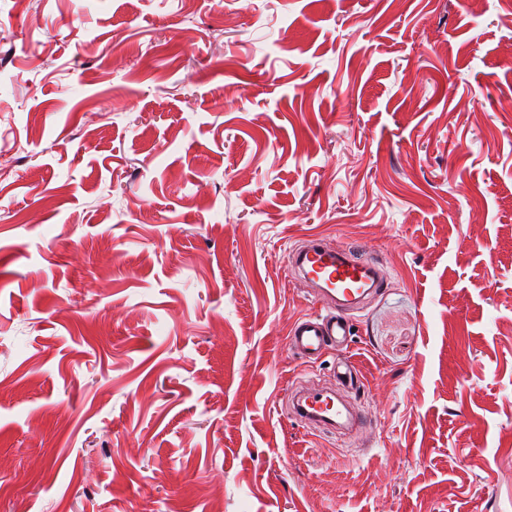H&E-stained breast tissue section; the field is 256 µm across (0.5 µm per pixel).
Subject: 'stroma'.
Wrapping results in <instances>:
<instances>
[{"instance_id":"stroma-1","label":"stroma","mask_w":512,"mask_h":512,"mask_svg":"<svg viewBox=\"0 0 512 512\" xmlns=\"http://www.w3.org/2000/svg\"><path fill=\"white\" fill-rule=\"evenodd\" d=\"M506 91L512 0H0V512H512ZM312 233L385 281L307 363ZM289 413L308 429L331 436L343 428L359 431L364 423L359 407H351L335 388L328 387L301 395L292 402Z\"/></svg>"}]
</instances>
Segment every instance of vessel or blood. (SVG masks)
Masks as SVG:
<instances>
[{"mask_svg":"<svg viewBox=\"0 0 512 512\" xmlns=\"http://www.w3.org/2000/svg\"><path fill=\"white\" fill-rule=\"evenodd\" d=\"M287 270L292 278L309 283L324 307L323 313H310L293 323L289 336L292 352L313 362L329 349L347 348L353 312L384 284L378 262L312 234L289 249ZM335 378L337 388L324 387L301 395L292 402L290 415L308 429L326 435L343 428H362L360 410L337 392L338 387L356 383L355 368L349 361H338Z\"/></svg>","mask_w":512,"mask_h":512,"instance_id":"b4317fda","label":"vessel or blood"}]
</instances>
